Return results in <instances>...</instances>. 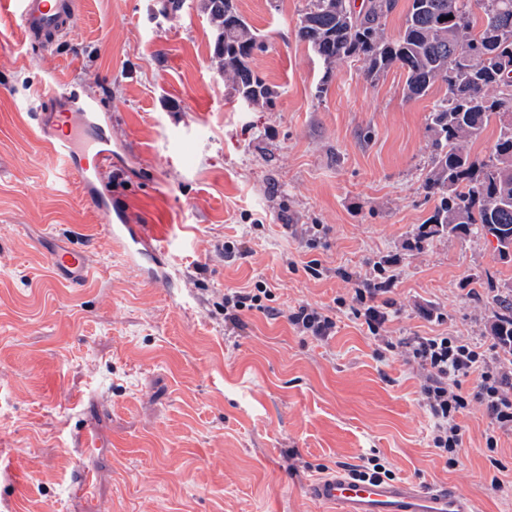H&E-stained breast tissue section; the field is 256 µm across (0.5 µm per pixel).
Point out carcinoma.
<instances>
[{
    "instance_id": "1",
    "label": "carcinoma",
    "mask_w": 512,
    "mask_h": 512,
    "mask_svg": "<svg viewBox=\"0 0 512 512\" xmlns=\"http://www.w3.org/2000/svg\"><path fill=\"white\" fill-rule=\"evenodd\" d=\"M214 33L213 58L224 86L248 106L271 107L279 96L252 67L267 49L262 36L239 13L235 0H201ZM398 0H307L296 38L323 65L363 62L370 78L395 68L405 77L410 99L427 95L441 80L448 96L428 116L432 167L424 182L435 206L417 233L419 242L440 236L490 235L501 258L512 257V0H409L398 37L386 21ZM500 131L491 155L479 159L468 145L491 121ZM489 331L512 350V285L497 298Z\"/></svg>"
}]
</instances>
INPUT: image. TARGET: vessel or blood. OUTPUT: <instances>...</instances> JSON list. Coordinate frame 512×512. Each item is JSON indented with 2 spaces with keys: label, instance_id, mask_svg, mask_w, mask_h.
<instances>
[{
  "label": "vessel or blood",
  "instance_id": "vessel-or-blood-1",
  "mask_svg": "<svg viewBox=\"0 0 512 512\" xmlns=\"http://www.w3.org/2000/svg\"><path fill=\"white\" fill-rule=\"evenodd\" d=\"M14 19L30 44L53 46L74 29L79 18L78 0H0V17ZM62 104L51 122L42 124L43 142L68 175L77 179L87 204L104 217V228L131 261L149 255L162 261L168 247L149 235L142 225L129 223L122 204L106 190L112 172L110 139L100 124L96 99L71 102L63 91L49 92ZM51 266L83 281L93 276L86 253L69 247L52 254ZM309 493L333 512H476L465 494L448 489H416L399 482L357 481L339 471L311 484Z\"/></svg>",
  "mask_w": 512,
  "mask_h": 512
}]
</instances>
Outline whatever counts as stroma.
I'll return each mask as SVG.
<instances>
[{"instance_id": "35a3bbf8", "label": "stroma", "mask_w": 512, "mask_h": 512, "mask_svg": "<svg viewBox=\"0 0 512 512\" xmlns=\"http://www.w3.org/2000/svg\"><path fill=\"white\" fill-rule=\"evenodd\" d=\"M79 3L77 32L45 49L0 20V499L13 512H318L308 484L375 455L396 481L512 512V430L470 402L446 462L423 374L405 360L418 336L503 356L489 325L512 261L491 238L414 245L435 205L427 117L447 85L409 100L396 69L371 80L348 61L325 74L295 36L305 0H236L268 40L253 67L280 93L246 109L224 86L200 0L167 16L158 0ZM67 83L101 99L112 191L167 242L171 287L127 259L41 143V92ZM235 239L251 250L225 260ZM65 246L86 252L93 278L51 269ZM311 259L322 278L303 270ZM379 268L396 276L385 359L348 308L325 341L288 323L299 305L351 299ZM259 279L281 317L225 327V289Z\"/></svg>"}]
</instances>
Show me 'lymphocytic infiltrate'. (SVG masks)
I'll list each match as a JSON object with an SVG mask.
<instances>
[{
    "mask_svg": "<svg viewBox=\"0 0 512 512\" xmlns=\"http://www.w3.org/2000/svg\"><path fill=\"white\" fill-rule=\"evenodd\" d=\"M393 277L378 282L363 279L354 290L350 306L352 316L367 334L378 336L389 319L386 304L380 296L390 293ZM276 295L265 281H256L253 288L224 293V322L241 327L246 315L259 313L274 319L286 316L300 335L326 340L336 333V320L328 309L302 304L289 313H281L275 305ZM409 362L424 373L420 394L434 424L433 445L440 454L455 453L462 445L463 427L459 417L470 401L485 405L492 420L502 429L512 430V359L491 366L483 352L457 336H422L409 345ZM478 374L475 391L463 390L460 380Z\"/></svg>",
    "mask_w": 512,
    "mask_h": 512,
    "instance_id": "f902f5d3",
    "label": "lymphocytic infiltrate"
}]
</instances>
